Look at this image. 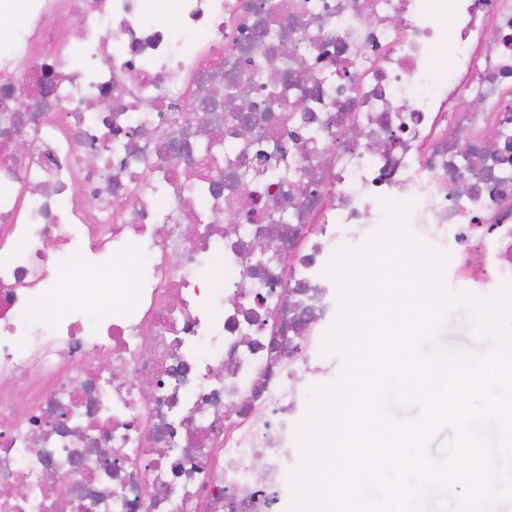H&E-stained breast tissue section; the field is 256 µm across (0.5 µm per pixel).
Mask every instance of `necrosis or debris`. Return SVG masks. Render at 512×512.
Returning a JSON list of instances; mask_svg holds the SVG:
<instances>
[{"label": "necrosis or debris", "instance_id": "4bbe7bcc", "mask_svg": "<svg viewBox=\"0 0 512 512\" xmlns=\"http://www.w3.org/2000/svg\"><path fill=\"white\" fill-rule=\"evenodd\" d=\"M0 16V512H283L328 269L388 203L512 284V0Z\"/></svg>", "mask_w": 512, "mask_h": 512}]
</instances>
